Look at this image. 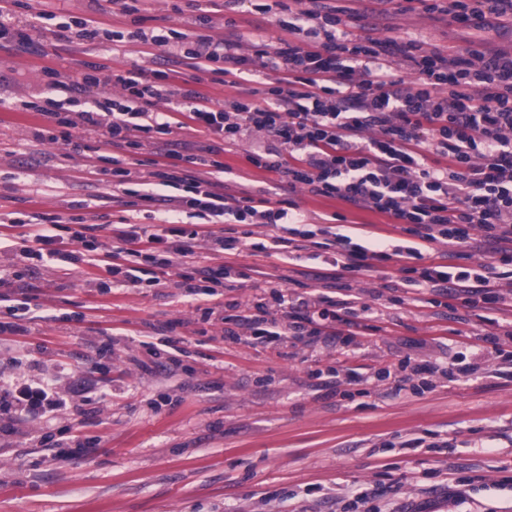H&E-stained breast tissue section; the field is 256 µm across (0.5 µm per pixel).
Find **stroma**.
I'll use <instances>...</instances> for the list:
<instances>
[{"label":"stroma","mask_w":512,"mask_h":512,"mask_svg":"<svg viewBox=\"0 0 512 512\" xmlns=\"http://www.w3.org/2000/svg\"><path fill=\"white\" fill-rule=\"evenodd\" d=\"M20 30L42 54L0 47V269L10 295L27 297L30 319L18 335H0V371L27 353L62 385L90 380L109 391L77 423L80 438L98 439L95 453L60 459L30 424L0 420V512H512V310L470 309L461 301L430 304L429 290L406 292L397 263L347 271L342 281L369 307L378 331L352 341L299 336L270 347L248 334L224 336L222 308L236 301L271 302V288L324 292L326 264L255 256L251 246L276 235L267 224L235 225L247 242L239 252H211L191 240L188 265H232L238 287L214 301L213 317L182 290L127 288L103 270L55 265L29 274L14 248L43 212L82 218L105 246L124 216L127 198L111 175L85 180L83 156L59 141L46 147L32 131L39 115L16 107L44 90L43 66L79 77L86 64L161 69L154 51L130 42L86 44L55 38L30 21L43 7L90 15L131 28L120 0H20ZM354 8L353 33L423 37L448 53L472 49L512 53V28L476 30L449 17L376 0H336ZM146 29L198 30L199 9L214 20L224 0H140ZM255 139L225 148L228 193L245 190L292 203L307 223L372 226L363 244L394 235L386 216L289 185L252 167ZM112 353L100 356L103 334ZM499 337L498 352L485 338ZM465 355L467 370L455 362ZM154 360L156 372L141 370ZM427 362L432 375H415Z\"/></svg>","instance_id":"obj_1"}]
</instances>
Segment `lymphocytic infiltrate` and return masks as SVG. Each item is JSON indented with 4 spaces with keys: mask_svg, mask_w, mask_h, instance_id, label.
Masks as SVG:
<instances>
[{
    "mask_svg": "<svg viewBox=\"0 0 512 512\" xmlns=\"http://www.w3.org/2000/svg\"><path fill=\"white\" fill-rule=\"evenodd\" d=\"M416 10L438 13L482 28L512 18V0H411ZM275 40L257 39L244 53L241 37L189 33L179 28L129 31L90 16H70L57 26V37L92 43L137 41L158 51L165 64L152 78L137 68L92 66L78 78L45 67L51 97L46 107L20 101L46 120L33 138L53 145L70 140L74 129L95 136L102 146L132 152L152 149L158 160L139 181H132L125 159L96 154L93 175L109 170L113 191L136 198L158 215L154 224L124 217L114 230L113 257H125L123 286L166 285L177 259L187 257L189 239L205 237L211 251L235 254L239 238L183 227L180 213L193 211L208 224H270L279 233L255 244L264 256L296 259L308 252L320 259L333 252L330 265L341 270L365 268L367 259L394 261L407 288H428L435 295L468 307L498 310L512 303V55L488 56L468 49L451 55L426 48L422 38L360 37L348 31L331 0H285ZM189 64L192 73L180 72ZM232 78L242 84L260 79L247 100L218 106L196 89L202 76ZM104 95L89 100V87ZM188 131L201 147L179 139ZM260 134L263 145L248 151L254 167L278 173L289 184L391 217L409 235L403 245L374 252L331 227L307 226L288 207L264 197L224 192L219 144L236 145ZM38 229L23 238L19 253L59 266L80 260V251L99 248L85 230L62 238L61 216L42 213ZM80 244L64 249L63 241ZM479 242L487 262L454 265L460 246ZM448 247L446 260L431 257L433 244ZM240 274L218 265L181 274L187 297L207 301L233 287ZM275 309L237 302L224 316V334L280 344L291 336H342L359 326L368 305L349 294L299 295L272 290ZM13 374H0V415L41 425V443L58 458L88 456L97 443L73 435L71 426L51 429L60 412L86 415L106 394L78 381L62 389L56 373H44L38 361L12 357Z\"/></svg>",
    "mask_w": 512,
    "mask_h": 512,
    "instance_id": "1",
    "label": "lymphocytic infiltrate"
}]
</instances>
